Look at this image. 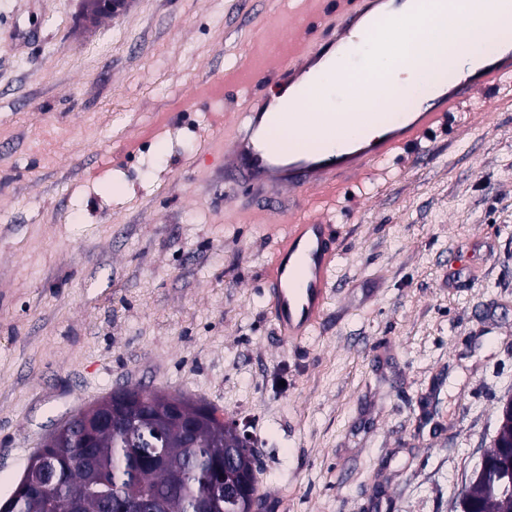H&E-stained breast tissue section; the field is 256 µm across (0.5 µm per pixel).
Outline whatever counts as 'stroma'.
Instances as JSON below:
<instances>
[{
	"label": "stroma",
	"instance_id": "stroma-1",
	"mask_svg": "<svg viewBox=\"0 0 512 512\" xmlns=\"http://www.w3.org/2000/svg\"><path fill=\"white\" fill-rule=\"evenodd\" d=\"M320 0H0V503L126 386L246 417L265 512H461L512 396V98L307 207L324 317L282 344L279 227L212 183L253 75Z\"/></svg>",
	"mask_w": 512,
	"mask_h": 512
}]
</instances>
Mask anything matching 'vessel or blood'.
Masks as SVG:
<instances>
[{"label": "vessel or blood", "instance_id": "1", "mask_svg": "<svg viewBox=\"0 0 512 512\" xmlns=\"http://www.w3.org/2000/svg\"><path fill=\"white\" fill-rule=\"evenodd\" d=\"M421 0H346L326 21L322 39L296 37L288 56L253 78L244 125L237 127L223 158L226 198L268 200L269 216L281 226L273 259L265 276L272 317L283 342L298 343L319 325L331 290L330 275L340 254L335 225L305 214L308 193L322 194L362 182L380 162L400 157L414 165L428 155L431 134L472 107H489L493 91L512 88V50L506 51L456 82L447 93L421 101L408 121L395 122L390 112H297L302 90L326 59L353 65L354 45L391 18L419 8ZM296 89L294 100L280 96L281 87ZM295 133L317 130L331 149L289 155L268 136L273 126ZM373 126L378 136L347 138L348 130Z\"/></svg>", "mask_w": 512, "mask_h": 512}]
</instances>
